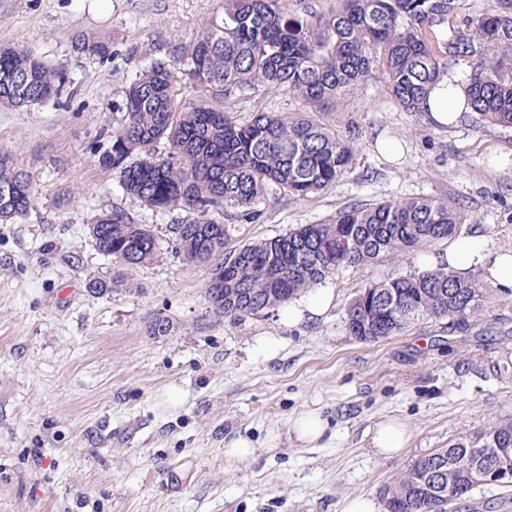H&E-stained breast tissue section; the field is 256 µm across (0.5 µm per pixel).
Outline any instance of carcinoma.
Listing matches in <instances>:
<instances>
[{
    "mask_svg": "<svg viewBox=\"0 0 512 512\" xmlns=\"http://www.w3.org/2000/svg\"><path fill=\"white\" fill-rule=\"evenodd\" d=\"M76 48L103 59L109 46L81 34ZM181 81L194 101L177 102L175 72L156 61L124 91L123 118L112 130L100 167L152 212L180 209L173 225L176 252L190 264H212L205 294L219 317L242 321L268 313L323 283L344 266L398 261L449 239L464 206L438 198L354 204L320 224L239 249H225L224 216L253 221L276 188L301 200L355 173V135L343 137L307 116L326 111L357 85L379 80L407 112L428 111L427 96L444 73L466 79L468 105L479 122L512 127V0H337L327 16L288 12L281 0H220L189 44H176ZM65 65L28 50L0 46V107L22 108L57 98ZM288 92L302 110L257 112L240 122L231 105L258 86ZM168 144L165 154L153 146ZM36 205L29 175L12 153L0 151V224H12ZM97 251L118 264L99 291L124 281L125 271L153 260L158 237L122 210L90 224ZM485 299L483 285L443 268L371 283L347 309L350 335L376 342L424 318L461 324ZM486 448H512V422L459 435L446 448L419 457L383 491L393 512H448L450 488L426 492L420 464L443 463L457 485H470Z\"/></svg>",
    "mask_w": 512,
    "mask_h": 512,
    "instance_id": "1",
    "label": "carcinoma"
}]
</instances>
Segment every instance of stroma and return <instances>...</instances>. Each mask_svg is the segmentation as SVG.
Listing matches in <instances>:
<instances>
[{
    "instance_id": "obj_1",
    "label": "stroma",
    "mask_w": 512,
    "mask_h": 512,
    "mask_svg": "<svg viewBox=\"0 0 512 512\" xmlns=\"http://www.w3.org/2000/svg\"><path fill=\"white\" fill-rule=\"evenodd\" d=\"M219 0H0V45L65 62L60 99L0 108V150L14 154L37 205L0 224V512H342L349 497L382 500L419 456L458 435L512 420V291L488 286L466 326L424 319L377 342L349 335L346 310L362 288L430 269L441 240L399 262L344 267L328 278L333 307L285 325L279 312L233 321L205 296L206 265L168 245L182 211L154 213L98 164L119 125L124 90L174 44L190 42ZM93 33L110 55L89 60L75 39ZM322 122L360 131L359 167L304 200L269 194L261 217L236 221L227 246L286 234L358 203L445 197L465 204L460 229L512 241V129L460 114L442 128L403 111L368 81ZM401 146L389 156L383 146ZM120 209L165 243L108 293L111 259L88 226ZM168 335L155 336V318ZM279 340L263 351L264 338ZM182 399L171 404L170 390ZM318 410L328 430L302 447L292 418ZM405 420L411 445L381 457L367 432L384 416ZM249 438L251 462L224 459V441ZM449 512H512V488L484 485Z\"/></svg>"
}]
</instances>
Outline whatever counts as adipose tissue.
I'll return each instance as SVG.
<instances>
[{
	"mask_svg": "<svg viewBox=\"0 0 512 512\" xmlns=\"http://www.w3.org/2000/svg\"><path fill=\"white\" fill-rule=\"evenodd\" d=\"M465 100L462 83L448 75L441 77L428 97L430 121L441 126L452 123L465 110ZM433 262L463 277L482 272L497 287L512 290V246L491 244L483 234L469 232L449 239L447 249Z\"/></svg>",
	"mask_w": 512,
	"mask_h": 512,
	"instance_id": "obj_1",
	"label": "adipose tissue"
}]
</instances>
